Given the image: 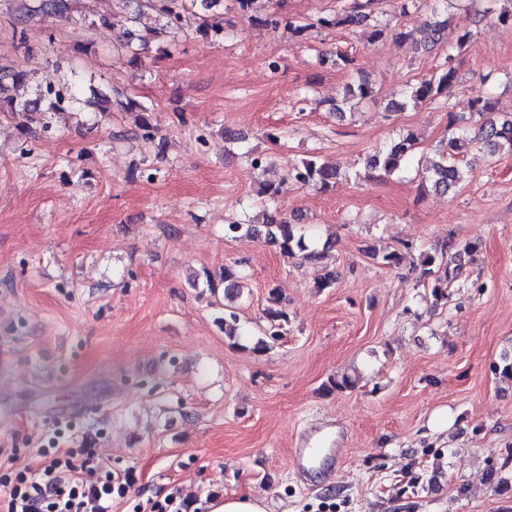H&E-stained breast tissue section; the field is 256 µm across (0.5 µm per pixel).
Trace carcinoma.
Instances as JSON below:
<instances>
[{
    "label": "carcinoma",
    "mask_w": 512,
    "mask_h": 512,
    "mask_svg": "<svg viewBox=\"0 0 512 512\" xmlns=\"http://www.w3.org/2000/svg\"><path fill=\"white\" fill-rule=\"evenodd\" d=\"M158 11L165 16L167 23L176 25L181 22L185 11V0H153ZM258 0H237L240 11L258 22H280L281 17L275 12H268L262 18L253 16ZM375 0H353L349 7L331 18L319 19V24L329 27H365L372 21L371 6ZM35 12L55 18H65L69 12L68 0H39ZM434 21L420 34L417 45L421 48H433L441 43L448 29V17L433 9ZM404 42L410 35L402 28L379 21L373 25L369 41L376 42L386 36ZM472 34L464 30L457 34L455 45L451 51L443 53L441 62L434 74L420 80L410 87L408 95L400 103L401 107L432 104L442 95L448 93L457 77L456 55L469 43ZM27 74L10 67L0 66V112L17 117L29 118L34 113L42 117L51 112L77 104L70 83L63 80L47 82L45 89L39 91L36 99L28 98L24 85ZM475 114L479 125L472 129L448 128V139L441 141L438 149L439 160L419 173L421 180L428 183L434 190L446 192L449 188L465 180L463 170L456 163V158L472 146L485 148L491 154H512V114L499 112L497 102L490 98L479 99L475 104ZM417 149V137L412 133L400 134L368 155L365 168L370 173H378L380 177H388L401 172L411 165ZM288 178L301 186H313L326 190L336 185L339 174L335 166L322 161L319 156L311 155L298 162L288 165ZM224 235L231 238L264 239L268 244L279 248L289 259L316 261L324 257L327 247L317 248L296 225L286 220L273 221L269 224H247L233 222L224 227ZM477 246L467 243L459 249L453 243L441 249L424 251L419 254L418 266L420 278L427 282L432 298V306L448 300V288L457 280L462 269L463 256L476 252ZM367 255L373 261L385 266L396 267L400 264V249L387 247L383 250L371 248ZM224 293H233L241 288L242 271L230 267L224 268ZM266 325L263 333L275 337L286 333L289 325L288 313L283 309L276 290L269 292L268 306L264 310ZM224 336L233 343H239L243 333L240 332V316L233 306H224ZM357 379L349 374L339 378H330L322 385L326 392L344 390L355 387ZM488 481L495 491L501 495L512 492V473L504 469H490Z\"/></svg>",
    "instance_id": "cac0c4a2"
}]
</instances>
